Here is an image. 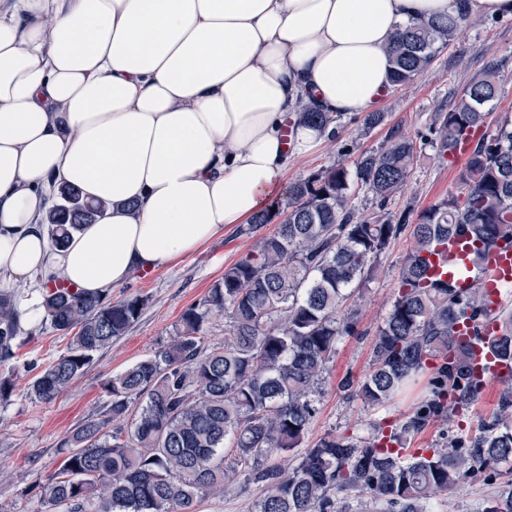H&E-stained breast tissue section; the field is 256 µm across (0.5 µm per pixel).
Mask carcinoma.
Instances as JSON below:
<instances>
[{
  "instance_id": "obj_1",
  "label": "carcinoma",
  "mask_w": 512,
  "mask_h": 512,
  "mask_svg": "<svg viewBox=\"0 0 512 512\" xmlns=\"http://www.w3.org/2000/svg\"><path fill=\"white\" fill-rule=\"evenodd\" d=\"M464 15L417 20L398 32L389 49L391 85L424 73L440 49L458 38ZM495 73L472 82L446 112L431 117L429 144L444 160L457 142L485 124L496 96ZM299 119L336 140L339 116L299 102ZM416 143L395 127L382 143L348 165L338 160L288 185L275 210L257 212L240 234L257 238L215 282L204 299L179 316L173 336L105 384L109 400L63 442L59 472L40 484L45 512H198L201 500L224 492L243 475L259 489L254 512H336L332 491H356L398 512H428L430 500L476 473L512 464V393H502L497 418L432 454L407 453V438L429 421L475 401L482 391L471 377L461 329H477L486 316L478 288H464L431 271L429 257L451 238L471 246L480 265L499 241H512V121L497 126L467 156L450 193L420 213L413 249L398 276L391 309L378 327L370 372L356 392L378 408L423 374L431 395L397 428L379 424L367 438L327 435L304 448L315 415L314 396L336 345L354 331L345 312L355 290L368 285L409 215L364 216L350 205L363 190L383 210L407 182ZM43 215L52 242L96 224L112 204L83 198L60 183ZM44 296V323L69 337L67 351L42 364L16 361L26 333L16 304L0 293V404L16 391V371L33 374L31 399L50 403L80 378L95 355L126 335L146 299L112 292L88 294L56 275ZM228 319L224 343L205 342L211 316ZM490 352L512 362V308L496 315ZM304 448L299 462L288 453ZM484 512H512V484Z\"/></svg>"
}]
</instances>
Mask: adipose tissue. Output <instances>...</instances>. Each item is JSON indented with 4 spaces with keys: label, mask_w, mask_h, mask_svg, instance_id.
<instances>
[{
    "label": "adipose tissue",
    "mask_w": 512,
    "mask_h": 512,
    "mask_svg": "<svg viewBox=\"0 0 512 512\" xmlns=\"http://www.w3.org/2000/svg\"><path fill=\"white\" fill-rule=\"evenodd\" d=\"M512 0H0V291L38 324L53 271L91 293L249 223L322 132L389 87L398 28ZM111 202L56 248V183Z\"/></svg>",
    "instance_id": "adipose-tissue-1"
}]
</instances>
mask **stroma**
Returning a JSON list of instances; mask_svg holds the SVG:
<instances>
[{
    "label": "stroma",
    "instance_id": "stroma-1",
    "mask_svg": "<svg viewBox=\"0 0 512 512\" xmlns=\"http://www.w3.org/2000/svg\"><path fill=\"white\" fill-rule=\"evenodd\" d=\"M495 70L498 92L485 131L494 134L499 123L512 120V17L486 18L473 22L459 42L440 51L429 69L408 84L386 93L374 109L386 113L385 126L365 131L361 116L338 122L337 141H324L311 155L289 166L286 182L332 164L337 157L353 162L365 151L377 148L387 128L396 126L418 143L417 157L406 186L391 196L385 210L418 216L448 193H459V164L435 159L431 147L421 144L433 113L445 112L475 78ZM412 239L402 234L378 262V273L369 287L356 297L355 333L341 339L336 355L323 373L315 396L316 414L307 441L315 443L328 434L354 438L368 437L372 425L387 420L390 425L404 421L422 399L428 397L427 379L391 400L386 406L368 409L353 389L341 387L344 377L362 381L372 363L373 339L386 318L396 291L400 266ZM252 245L237 228H227L196 252L159 271H135L125 283L114 288L113 298L138 293L146 305L140 319L125 336L100 351L84 374L51 403L29 398L27 374H18L10 402L0 404V512H43L38 486L54 474L63 458L64 438L85 417L106 403L104 384L145 357L155 354L173 334L181 312L198 303L209 288L224 275ZM22 338L20 358L48 362L66 350L68 339L50 327L35 326ZM497 398L488 394L459 413L440 417L412 437L411 448H438L457 434L474 432L477 425L493 419ZM512 481V468L501 465L492 474H479L461 484L456 492L438 495L433 512H483L488 499ZM258 496L255 485L234 481L227 492L209 495L200 512H253Z\"/></svg>",
    "mask_w": 512,
    "mask_h": 512
}]
</instances>
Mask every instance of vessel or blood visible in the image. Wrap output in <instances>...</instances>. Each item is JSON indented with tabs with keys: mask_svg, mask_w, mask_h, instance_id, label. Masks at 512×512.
<instances>
[{
	"mask_svg": "<svg viewBox=\"0 0 512 512\" xmlns=\"http://www.w3.org/2000/svg\"><path fill=\"white\" fill-rule=\"evenodd\" d=\"M468 248L461 239L449 240L442 246L438 256L432 257L431 263L435 271H447L455 277L459 285L478 284L486 291V307L491 314L480 334L466 333L463 340L470 349V367L475 378L483 386L512 382V364L494 358L486 349L489 335L497 330L494 318L511 293L508 286L512 285V243L500 242L489 250L484 265L474 268L467 258Z\"/></svg>",
	"mask_w": 512,
	"mask_h": 512,
	"instance_id": "vessel-or-blood-1",
	"label": "vessel or blood"
}]
</instances>
